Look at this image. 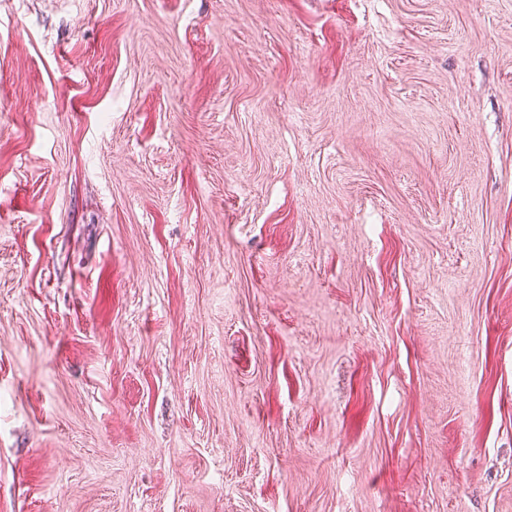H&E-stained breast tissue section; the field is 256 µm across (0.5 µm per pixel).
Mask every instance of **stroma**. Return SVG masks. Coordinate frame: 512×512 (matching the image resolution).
I'll return each instance as SVG.
<instances>
[{
  "label": "stroma",
  "mask_w": 512,
  "mask_h": 512,
  "mask_svg": "<svg viewBox=\"0 0 512 512\" xmlns=\"http://www.w3.org/2000/svg\"><path fill=\"white\" fill-rule=\"evenodd\" d=\"M0 512H512V0H0Z\"/></svg>",
  "instance_id": "stroma-1"
}]
</instances>
